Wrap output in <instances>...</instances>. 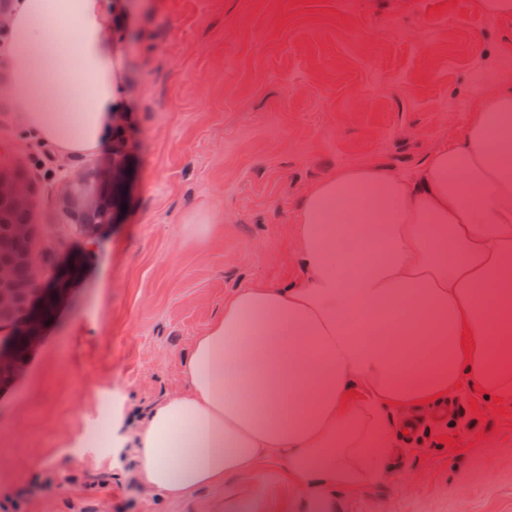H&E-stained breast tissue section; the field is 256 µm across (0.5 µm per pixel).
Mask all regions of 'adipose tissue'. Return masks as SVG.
I'll use <instances>...</instances> for the list:
<instances>
[{
  "mask_svg": "<svg viewBox=\"0 0 512 512\" xmlns=\"http://www.w3.org/2000/svg\"><path fill=\"white\" fill-rule=\"evenodd\" d=\"M121 7L11 6L0 60L17 117L60 157L101 152L126 110L107 22ZM334 207L353 232H328ZM296 222L301 277L230 294L191 346L187 391L113 436L147 493L183 498L284 457L298 512H335L337 492L389 479L393 410L460 383L512 401V86L412 171L348 167L316 182Z\"/></svg>",
  "mask_w": 512,
  "mask_h": 512,
  "instance_id": "1",
  "label": "adipose tissue"
}]
</instances>
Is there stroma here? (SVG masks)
I'll list each match as a JSON object with an SVG mask.
<instances>
[{
  "mask_svg": "<svg viewBox=\"0 0 512 512\" xmlns=\"http://www.w3.org/2000/svg\"><path fill=\"white\" fill-rule=\"evenodd\" d=\"M120 36L131 171L73 300L0 390V512H226L244 481L150 495L113 452L112 422L185 386L183 364L224 299L301 275L297 209L343 167L412 169L512 85V18L480 0H124ZM37 187L35 221L60 237L56 156L16 122L0 159ZM203 213L209 222L193 225ZM424 421L390 480L339 493L336 512H512V404L462 386ZM421 475L417 491L398 482ZM55 483H45L46 474ZM78 475L82 484H68ZM264 512H294L288 462L256 479Z\"/></svg>",
  "mask_w": 512,
  "mask_h": 512,
  "instance_id": "35a3bbf8",
  "label": "stroma"
}]
</instances>
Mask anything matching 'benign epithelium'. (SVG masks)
Segmentation results:
<instances>
[{"mask_svg": "<svg viewBox=\"0 0 512 512\" xmlns=\"http://www.w3.org/2000/svg\"><path fill=\"white\" fill-rule=\"evenodd\" d=\"M127 182L124 150L114 152L112 165L93 170L70 169L60 182V205L70 213L108 209V220H113L118 202ZM36 188L20 170L0 173V204L12 208L33 210L36 207ZM87 266V253L82 248L62 252L57 270L46 274L35 270V279L25 288L13 280L10 263L0 258V316L21 315L22 335L28 351H33L42 341L47 327L43 313V301L52 296L56 307L62 308L69 301L71 290L65 285L83 275ZM24 371V365L15 361L8 352L0 353V375L16 379Z\"/></svg>", "mask_w": 512, "mask_h": 512, "instance_id": "1", "label": "benign epithelium"}]
</instances>
